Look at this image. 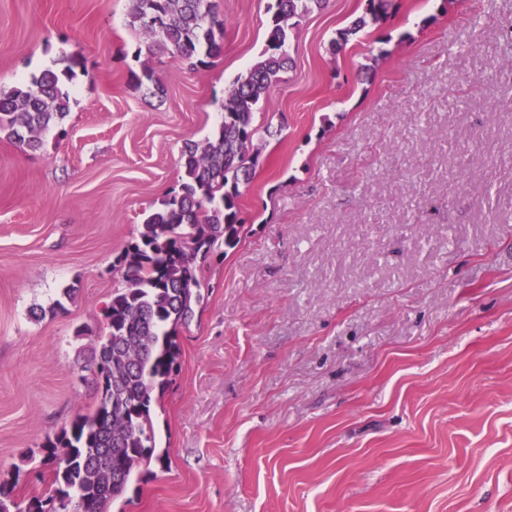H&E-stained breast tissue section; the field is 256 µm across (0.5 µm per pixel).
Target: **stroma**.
<instances>
[{
	"label": "stroma",
	"mask_w": 512,
	"mask_h": 512,
	"mask_svg": "<svg viewBox=\"0 0 512 512\" xmlns=\"http://www.w3.org/2000/svg\"><path fill=\"white\" fill-rule=\"evenodd\" d=\"M213 2L223 49L193 69L139 54L128 0H0V91L85 66L41 150L0 137V478L19 499L50 492L42 444L97 404L117 256L265 45L273 0ZM363 8L296 28L255 113L274 133L250 221L203 263L152 411L168 464L110 512H512V0H395L332 49Z\"/></svg>",
	"instance_id": "35a3bbf8"
}]
</instances>
